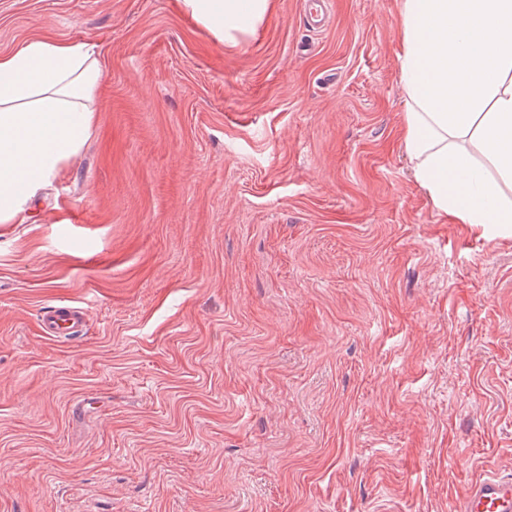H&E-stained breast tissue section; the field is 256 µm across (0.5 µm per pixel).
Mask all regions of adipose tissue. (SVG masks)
Wrapping results in <instances>:
<instances>
[{
    "mask_svg": "<svg viewBox=\"0 0 512 512\" xmlns=\"http://www.w3.org/2000/svg\"><path fill=\"white\" fill-rule=\"evenodd\" d=\"M217 39L251 33L273 0H181ZM403 146L442 214L512 236V0H400ZM101 52L27 40L0 55V224L81 150Z\"/></svg>",
    "mask_w": 512,
    "mask_h": 512,
    "instance_id": "obj_1",
    "label": "adipose tissue"
}]
</instances>
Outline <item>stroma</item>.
I'll use <instances>...</instances> for the list:
<instances>
[{
  "mask_svg": "<svg viewBox=\"0 0 512 512\" xmlns=\"http://www.w3.org/2000/svg\"><path fill=\"white\" fill-rule=\"evenodd\" d=\"M327 2L221 43L179 0H0V54L103 61L0 227V512H450L512 475V238L413 177L398 0ZM43 321L50 337L68 341L78 334L84 318L82 312L76 308L55 305L45 309Z\"/></svg>",
  "mask_w": 512,
  "mask_h": 512,
  "instance_id": "35a3bbf8",
  "label": "stroma"
}]
</instances>
